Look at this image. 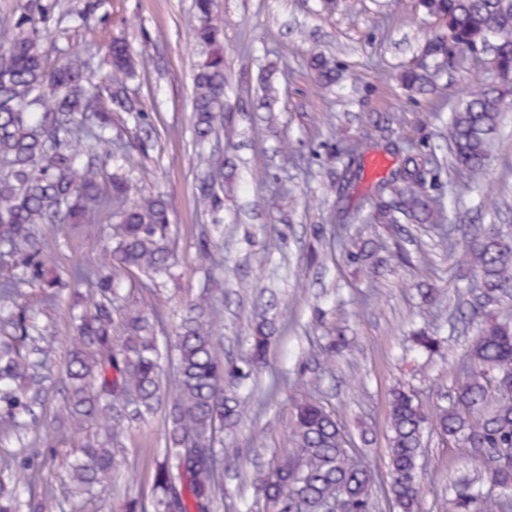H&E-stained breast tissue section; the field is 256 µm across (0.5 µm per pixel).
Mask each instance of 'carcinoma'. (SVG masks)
<instances>
[{
    "instance_id": "obj_1",
    "label": "carcinoma",
    "mask_w": 512,
    "mask_h": 512,
    "mask_svg": "<svg viewBox=\"0 0 512 512\" xmlns=\"http://www.w3.org/2000/svg\"><path fill=\"white\" fill-rule=\"evenodd\" d=\"M429 17L442 20L447 35H433L420 61L400 75L415 91L434 86L433 77L452 70L465 49L490 56L492 68L512 74V0H419ZM194 35L211 50L193 79V134L202 144L217 136V103L224 99V19L215 0H194ZM52 6L34 14L23 11L0 21V264L20 259L22 271L0 286L21 296L23 284H40L39 301L48 290L73 287L57 279L43 283L44 241L40 224H84L97 216L112 226V246L102 268L90 278L91 293L72 315L75 335L66 364L67 395L61 419L77 438L67 463L72 495L89 501L112 487L120 462L112 446L121 442L128 423L164 410V446L156 449L148 499L132 500L125 512H212L224 496L220 480L224 456L216 433L235 425L247 397L238 390L267 361L270 336L258 327L245 367L226 366L216 325L219 314L201 296L175 328L172 347L162 346L153 310L124 311L115 285L121 276L141 274L154 282L169 274L173 258L168 237L169 206L161 195L130 197L134 168L113 170L99 163L98 152H112V113H145L112 82L133 78L137 61L130 46L114 37L106 44L111 74L93 78L79 52L52 61L42 45ZM316 81L336 84V63L310 54ZM506 90L487 85L467 94L448 117V146L455 174L476 181L488 160L500 124ZM426 160L407 155L403 166L379 180V203L391 224L404 218L439 224L448 247L457 246L443 206L425 191ZM234 190L233 172L210 169L199 187V205L213 212L224 206L220 191ZM480 279L485 304L499 302L512 288V241L491 225L466 246ZM12 333L0 338V429L8 431L35 420L34 386L52 363L50 347L32 336L34 317L27 309L11 316ZM418 351L432 356L441 342L421 330L413 336ZM174 350L176 373L168 382L162 361ZM388 468L390 492L398 512H418L422 484L419 458L426 428L443 440L470 443L483 452L489 481L512 489V323L489 319L481 324L467 363L448 405L427 412L413 391L399 385L389 403ZM102 438L90 437V429ZM291 448L267 469L244 473L274 512H325L333 503L343 512H372L375 475L346 448L332 413L310 398L296 399L291 411ZM38 455L0 459V512H52L54 497L43 486ZM481 487L461 481L451 488L450 512H512V500L480 496Z\"/></svg>"
}]
</instances>
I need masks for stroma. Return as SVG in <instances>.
<instances>
[{
    "instance_id": "obj_1",
    "label": "stroma",
    "mask_w": 512,
    "mask_h": 512,
    "mask_svg": "<svg viewBox=\"0 0 512 512\" xmlns=\"http://www.w3.org/2000/svg\"><path fill=\"white\" fill-rule=\"evenodd\" d=\"M89 0H0V18L52 5V58L115 36L126 39L142 62L128 95L149 113L153 147H133L137 127L127 113L113 115L115 147L147 169L134 195L162 194L170 205L175 263L154 289L123 282L119 293L131 309L151 305L166 323L205 288L224 309L218 334L224 357L239 360L253 329L269 321L272 344L243 417L223 434V454L234 466L222 474L225 494L216 512H262L263 502L244 484L243 470L266 468L285 455L291 403L313 397L332 411L350 448L376 474L375 512H395L387 492L388 399L404 384L427 409L453 388L484 311L456 310L473 283L462 249H449L429 224H361L356 210H371L377 182L399 167L405 148L432 146L438 170L427 177L431 196L454 197L450 214L457 240L487 224L512 238V95L508 96L494 151L478 182L454 177L448 160L446 119L459 98L478 91L491 70L486 58L466 56L460 70L443 76L434 91L400 86L432 26L418 0H217L224 18L227 99L235 110L233 133L205 148L192 141L193 76L204 56L192 32L193 0H97L100 24L79 28ZM319 51L344 70L332 90L308 67ZM234 166L236 190L225 196L222 224L195 204L208 164ZM362 168L347 195H339L351 162ZM290 194L280 208L266 197L278 187ZM47 275L69 278L98 261L108 226L94 221L73 229L43 225ZM347 234L379 242L378 266L350 263L331 247ZM70 299L61 294L40 316L53 351V368L35 408L37 425L22 437L0 433V456L42 447L56 434L44 472L63 512H124L127 500L149 493L154 454L163 445V420L132 423L119 447L126 464L110 491L89 502L66 498L62 479L75 442L59 423L65 363L73 334ZM430 325L446 340L443 356L419 366L408 337ZM345 348L333 363L316 365L328 337ZM424 480L419 512H449L448 487L481 465L470 450L425 438L419 460Z\"/></svg>"
}]
</instances>
